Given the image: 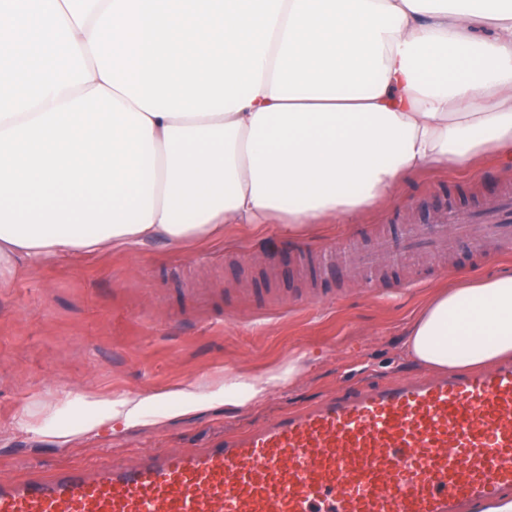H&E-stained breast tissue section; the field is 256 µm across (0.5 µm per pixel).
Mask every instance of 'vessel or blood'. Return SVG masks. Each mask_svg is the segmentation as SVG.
Here are the masks:
<instances>
[{"label":"vessel or blood","instance_id":"obj_1","mask_svg":"<svg viewBox=\"0 0 512 512\" xmlns=\"http://www.w3.org/2000/svg\"><path fill=\"white\" fill-rule=\"evenodd\" d=\"M512 245V193L452 209L380 250L442 251L449 231ZM512 491V363L375 383L134 464L0 478V512H462Z\"/></svg>","mask_w":512,"mask_h":512}]
</instances>
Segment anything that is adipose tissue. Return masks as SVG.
Wrapping results in <instances>:
<instances>
[{
    "label": "adipose tissue",
    "instance_id": "ef3b65f1",
    "mask_svg": "<svg viewBox=\"0 0 512 512\" xmlns=\"http://www.w3.org/2000/svg\"><path fill=\"white\" fill-rule=\"evenodd\" d=\"M0 39V287L228 224H347L432 165L512 166V0H0ZM404 349L436 371L512 357V275L436 297ZM307 359L215 388L78 391L77 429L36 432L251 408Z\"/></svg>",
    "mask_w": 512,
    "mask_h": 512
}]
</instances>
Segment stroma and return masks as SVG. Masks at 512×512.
<instances>
[{
  "mask_svg": "<svg viewBox=\"0 0 512 512\" xmlns=\"http://www.w3.org/2000/svg\"><path fill=\"white\" fill-rule=\"evenodd\" d=\"M512 184L492 158L476 170L415 176L355 224H319L292 242L274 227L228 226L223 239L189 247L162 241L15 274L0 288V474H46L67 464L138 460L158 448H201L214 436L372 380L414 376L402 337L433 292L512 271V255L480 252L466 238L443 252L386 253L353 271L346 259L435 223L458 204L485 207ZM337 239L339 249L320 250ZM307 351L292 387L248 410L217 402L154 424L61 444L22 429L68 399L163 391L186 380L217 386L239 369L276 367Z\"/></svg>",
  "mask_w": 512,
  "mask_h": 512,
  "instance_id": "obj_1",
  "label": "stroma"
}]
</instances>
